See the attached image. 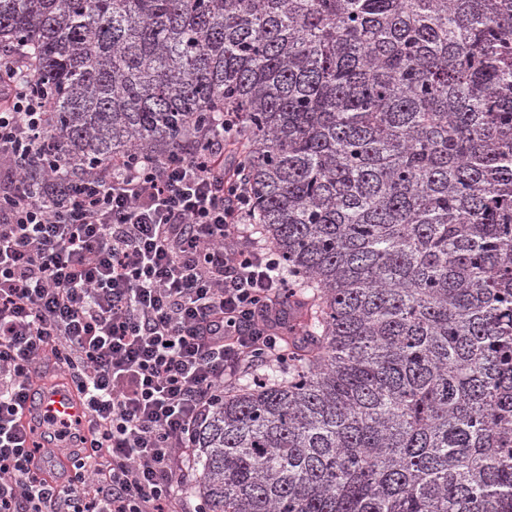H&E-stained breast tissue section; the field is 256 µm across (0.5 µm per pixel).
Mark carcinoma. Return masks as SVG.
Listing matches in <instances>:
<instances>
[{
    "mask_svg": "<svg viewBox=\"0 0 512 512\" xmlns=\"http://www.w3.org/2000/svg\"><path fill=\"white\" fill-rule=\"evenodd\" d=\"M53 168L238 112L285 362L195 433L199 512H512V0H0Z\"/></svg>",
    "mask_w": 512,
    "mask_h": 512,
    "instance_id": "obj_1",
    "label": "carcinoma"
}]
</instances>
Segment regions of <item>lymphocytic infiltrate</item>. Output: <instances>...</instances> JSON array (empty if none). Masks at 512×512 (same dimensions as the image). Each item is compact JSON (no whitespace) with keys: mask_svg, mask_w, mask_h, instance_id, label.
I'll return each instance as SVG.
<instances>
[{"mask_svg":"<svg viewBox=\"0 0 512 512\" xmlns=\"http://www.w3.org/2000/svg\"><path fill=\"white\" fill-rule=\"evenodd\" d=\"M45 104L0 57V512H184L195 430L241 374L281 359L288 281L258 244L233 113L206 151L136 154L77 181L23 188L52 152ZM52 357L82 396L64 480L20 429Z\"/></svg>","mask_w":512,"mask_h":512,"instance_id":"1","label":"lymphocytic infiltrate"}]
</instances>
